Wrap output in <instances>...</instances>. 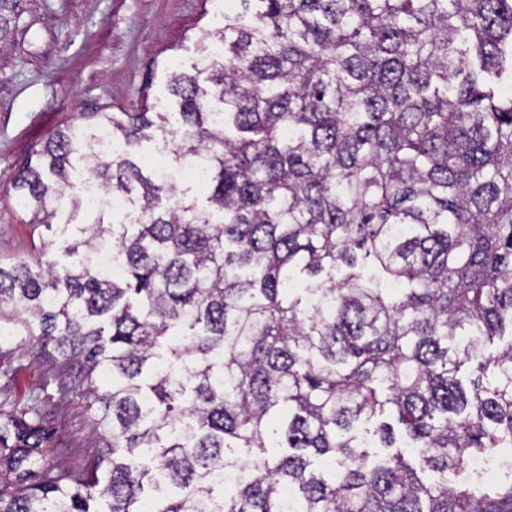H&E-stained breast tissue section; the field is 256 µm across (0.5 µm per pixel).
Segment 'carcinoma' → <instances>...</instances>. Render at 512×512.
<instances>
[{"label": "carcinoma", "mask_w": 512, "mask_h": 512, "mask_svg": "<svg viewBox=\"0 0 512 512\" xmlns=\"http://www.w3.org/2000/svg\"><path fill=\"white\" fill-rule=\"evenodd\" d=\"M199 43L175 111L83 112L14 178L74 262L0 264V360L53 348L105 445L60 466L4 385L0 512H512L448 485L512 442V0H234ZM85 210L94 214L101 210L104 207L112 208L113 213H123L125 223H131L133 215L130 209H126L121 203H119L116 199H112V201L107 198L105 195L101 193L92 192L86 195L85 197Z\"/></svg>", "instance_id": "1"}]
</instances>
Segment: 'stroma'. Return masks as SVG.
I'll return each mask as SVG.
<instances>
[{"label": "stroma", "instance_id": "stroma-1", "mask_svg": "<svg viewBox=\"0 0 512 512\" xmlns=\"http://www.w3.org/2000/svg\"><path fill=\"white\" fill-rule=\"evenodd\" d=\"M25 36L0 50V261H27L40 247L15 200L13 178L49 130L79 113L173 108L172 71L198 62L201 30L218 24L217 0H23ZM25 405L43 399L48 447L71 467L97 447V411L51 358L26 349L0 361V385Z\"/></svg>", "mask_w": 512, "mask_h": 512}]
</instances>
